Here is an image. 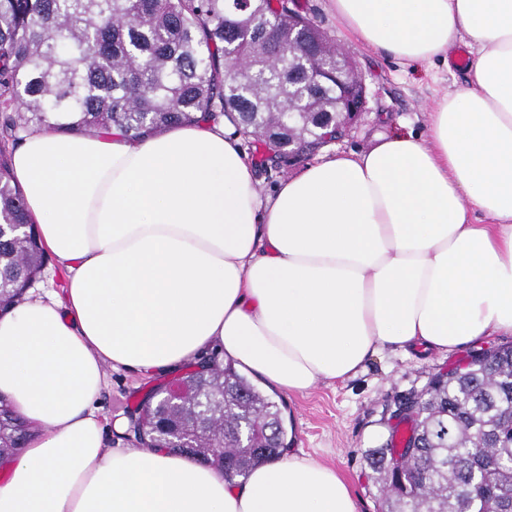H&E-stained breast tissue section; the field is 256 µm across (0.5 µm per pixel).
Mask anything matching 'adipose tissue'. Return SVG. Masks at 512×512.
Wrapping results in <instances>:
<instances>
[{
  "label": "adipose tissue",
  "mask_w": 512,
  "mask_h": 512,
  "mask_svg": "<svg viewBox=\"0 0 512 512\" xmlns=\"http://www.w3.org/2000/svg\"><path fill=\"white\" fill-rule=\"evenodd\" d=\"M329 2L407 64L474 40L424 133L323 155L267 199L229 118L138 139L38 131L13 152L64 295L0 315V395L37 428L0 474V512H358L302 453L228 481L177 450L105 448L107 368L171 371L216 344L303 394L384 351L512 334V0Z\"/></svg>",
  "instance_id": "ef3b65f1"
}]
</instances>
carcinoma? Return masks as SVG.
I'll return each mask as SVG.
<instances>
[{
  "label": "carcinoma",
  "mask_w": 512,
  "mask_h": 512,
  "mask_svg": "<svg viewBox=\"0 0 512 512\" xmlns=\"http://www.w3.org/2000/svg\"><path fill=\"white\" fill-rule=\"evenodd\" d=\"M288 0H0V130L131 137L236 115L242 134L268 147L309 151L340 130L341 91L318 83L339 49L311 53L288 32L313 20ZM0 312L34 283L47 255L29 226L20 187L0 153ZM195 395L177 412L141 403L136 441L184 452L224 478L279 459L281 409L231 366L209 355ZM400 446L373 448L386 512H512V347L464 371L439 373L408 400ZM33 433L0 397V461Z\"/></svg>",
  "instance_id": "obj_1"
}]
</instances>
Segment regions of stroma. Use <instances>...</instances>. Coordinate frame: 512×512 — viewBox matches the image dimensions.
I'll return each instance as SVG.
<instances>
[{
	"label": "stroma",
	"instance_id": "obj_1",
	"mask_svg": "<svg viewBox=\"0 0 512 512\" xmlns=\"http://www.w3.org/2000/svg\"><path fill=\"white\" fill-rule=\"evenodd\" d=\"M296 4L353 60L366 86V110L350 132L336 142V149L365 150L378 136L396 130L422 131L425 113L444 93L467 81L465 68L456 64H403L347 40L328 0H296ZM240 141L265 196L274 194L286 176L315 160L310 154L279 168L269 166L265 160L270 152L262 142L245 135ZM468 355L465 349L446 356L385 352L372 358L366 371L350 381L322 383L302 395L276 393L275 401L294 428L293 450L339 470L359 512H382L381 485L369 464L367 450L386 446L393 433L402 429V402L422 390L431 376L462 365ZM165 381L160 374L108 369L107 386L97 401L107 447H135L129 430H116L115 425L129 423L138 405Z\"/></svg>",
	"mask_w": 512,
	"mask_h": 512
}]
</instances>
